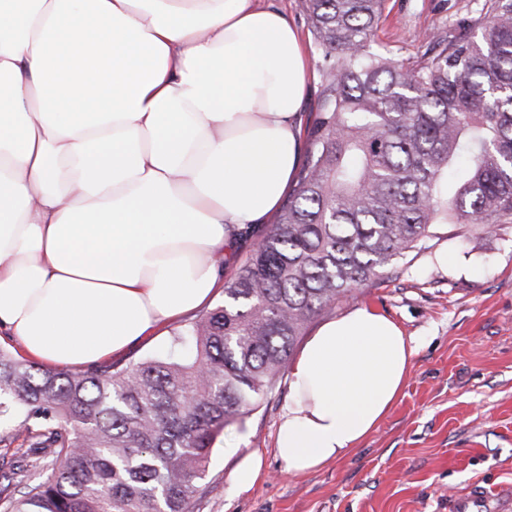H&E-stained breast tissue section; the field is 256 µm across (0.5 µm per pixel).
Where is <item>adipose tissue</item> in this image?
<instances>
[{
  "mask_svg": "<svg viewBox=\"0 0 512 512\" xmlns=\"http://www.w3.org/2000/svg\"><path fill=\"white\" fill-rule=\"evenodd\" d=\"M309 77L260 0H0V331L85 367L207 302L294 178ZM413 355L374 309L323 322L289 365L288 471L357 448Z\"/></svg>",
  "mask_w": 512,
  "mask_h": 512,
  "instance_id": "1",
  "label": "adipose tissue"
}]
</instances>
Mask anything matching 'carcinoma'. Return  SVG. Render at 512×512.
Segmentation results:
<instances>
[{
    "label": "carcinoma",
    "instance_id": "cac0c4a2",
    "mask_svg": "<svg viewBox=\"0 0 512 512\" xmlns=\"http://www.w3.org/2000/svg\"><path fill=\"white\" fill-rule=\"evenodd\" d=\"M322 95L308 158L224 304L144 362L83 374L0 353V418L40 441L4 512H193L216 438L275 387L307 322L435 224L512 223V0L377 47L385 0H305Z\"/></svg>",
    "mask_w": 512,
    "mask_h": 512
}]
</instances>
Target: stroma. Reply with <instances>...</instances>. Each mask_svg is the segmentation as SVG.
<instances>
[{
  "instance_id": "35a3bbf8",
  "label": "stroma",
  "mask_w": 512,
  "mask_h": 512,
  "mask_svg": "<svg viewBox=\"0 0 512 512\" xmlns=\"http://www.w3.org/2000/svg\"><path fill=\"white\" fill-rule=\"evenodd\" d=\"M474 0H387L376 41L401 59L421 55L420 36L465 22ZM368 307L394 319L416 352L403 391L378 428L336 462L289 473L274 454L288 403V374L243 421L213 444L193 512H452L456 497L482 493V512L512 502V224H437L421 247L352 297L307 324ZM35 441L0 423L4 475ZM259 451L264 476L239 493L240 457Z\"/></svg>"
}]
</instances>
